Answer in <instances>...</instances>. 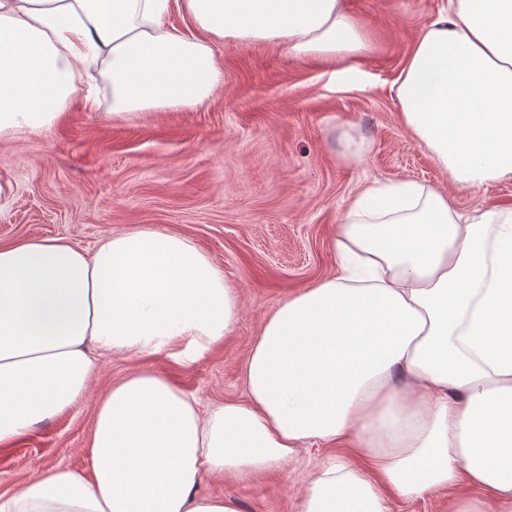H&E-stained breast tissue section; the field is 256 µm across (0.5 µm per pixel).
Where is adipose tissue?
I'll use <instances>...</instances> for the list:
<instances>
[{"label":"adipose tissue","mask_w":512,"mask_h":512,"mask_svg":"<svg viewBox=\"0 0 512 512\" xmlns=\"http://www.w3.org/2000/svg\"><path fill=\"white\" fill-rule=\"evenodd\" d=\"M182 9L196 32L165 23ZM352 60L370 45L342 0H0V136L56 125L99 67L113 116L190 109L224 82L215 40ZM400 120L462 190L512 178V0H448L398 74ZM336 274L281 302L243 368L246 403L202 411L150 369L98 402L88 470L0 494V512H240L202 474L263 475L310 446L347 458L303 512H388L466 483L452 512H512V208L464 215L412 179L358 193ZM240 313L186 237L135 230L88 253L0 244V445L73 407L101 358L193 362ZM492 493L485 508L477 491Z\"/></svg>","instance_id":"adipose-tissue-1"}]
</instances>
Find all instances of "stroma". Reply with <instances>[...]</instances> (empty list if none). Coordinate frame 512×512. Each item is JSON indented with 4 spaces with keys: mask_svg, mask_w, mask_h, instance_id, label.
I'll use <instances>...</instances> for the list:
<instances>
[{
    "mask_svg": "<svg viewBox=\"0 0 512 512\" xmlns=\"http://www.w3.org/2000/svg\"><path fill=\"white\" fill-rule=\"evenodd\" d=\"M447 0H343L371 43L345 61L295 58L272 43L218 41L224 84L192 109L109 116V90L92 107L75 96L50 129L0 137V243L65 238L93 251L108 233L174 232L212 257L239 295L232 336L194 362L104 360L75 407L0 446V492L60 466L87 469L94 403L128 373L153 369L203 409L243 403L244 362L264 320L301 288L336 271L332 236L353 197L376 182L410 178L449 187L447 172L400 121L395 80ZM351 132L361 159L341 146ZM464 213L512 207V180L455 194ZM333 456L304 448L258 477L203 480L241 512H302L307 486Z\"/></svg>",
    "mask_w": 512,
    "mask_h": 512,
    "instance_id": "obj_1",
    "label": "stroma"
}]
</instances>
